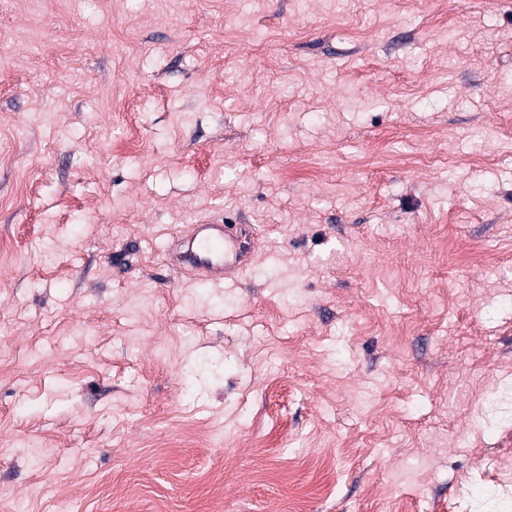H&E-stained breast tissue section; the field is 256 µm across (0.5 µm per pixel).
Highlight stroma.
Returning a JSON list of instances; mask_svg holds the SVG:
<instances>
[{"label": "stroma", "instance_id": "35a3bbf8", "mask_svg": "<svg viewBox=\"0 0 512 512\" xmlns=\"http://www.w3.org/2000/svg\"><path fill=\"white\" fill-rule=\"evenodd\" d=\"M254 232L214 283L168 249ZM512 0H0V512H512Z\"/></svg>", "mask_w": 512, "mask_h": 512}]
</instances>
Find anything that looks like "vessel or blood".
<instances>
[{
	"mask_svg": "<svg viewBox=\"0 0 512 512\" xmlns=\"http://www.w3.org/2000/svg\"><path fill=\"white\" fill-rule=\"evenodd\" d=\"M179 246L176 268L208 281L236 278L249 263L238 236L213 217L193 225L188 234L182 235Z\"/></svg>",
	"mask_w": 512,
	"mask_h": 512,
	"instance_id": "b4317fda",
	"label": "vessel or blood"
}]
</instances>
